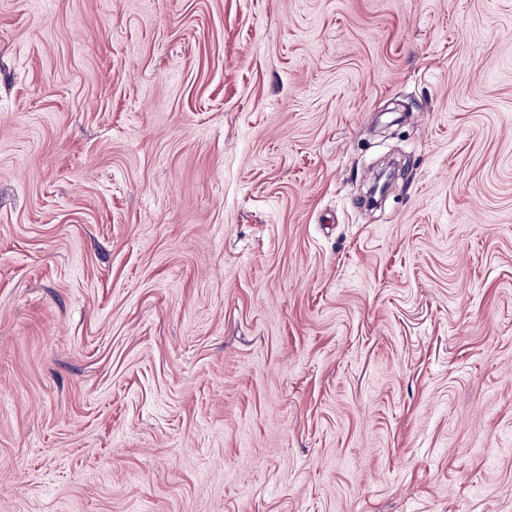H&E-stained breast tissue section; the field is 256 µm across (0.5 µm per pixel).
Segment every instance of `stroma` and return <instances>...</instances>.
Instances as JSON below:
<instances>
[{
  "label": "stroma",
  "mask_w": 512,
  "mask_h": 512,
  "mask_svg": "<svg viewBox=\"0 0 512 512\" xmlns=\"http://www.w3.org/2000/svg\"><path fill=\"white\" fill-rule=\"evenodd\" d=\"M0 512H512V0H0Z\"/></svg>",
  "instance_id": "1"
}]
</instances>
